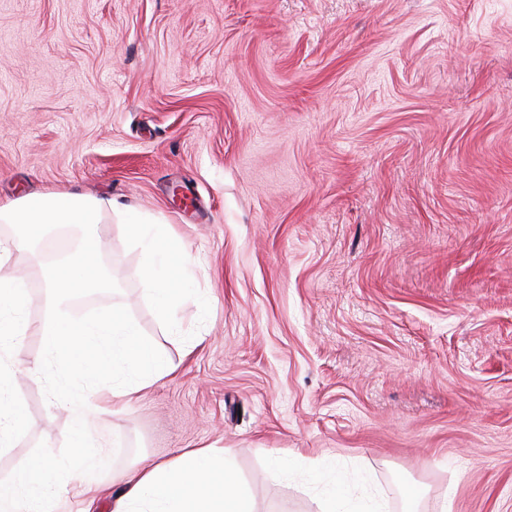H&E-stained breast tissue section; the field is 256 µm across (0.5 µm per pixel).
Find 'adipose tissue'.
<instances>
[{
  "instance_id": "obj_1",
  "label": "adipose tissue",
  "mask_w": 512,
  "mask_h": 512,
  "mask_svg": "<svg viewBox=\"0 0 512 512\" xmlns=\"http://www.w3.org/2000/svg\"><path fill=\"white\" fill-rule=\"evenodd\" d=\"M112 512H252L233 462L211 448L184 450L174 460L147 464L122 477Z\"/></svg>"
}]
</instances>
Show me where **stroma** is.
<instances>
[{
  "label": "stroma",
  "instance_id": "stroma-1",
  "mask_svg": "<svg viewBox=\"0 0 512 512\" xmlns=\"http://www.w3.org/2000/svg\"><path fill=\"white\" fill-rule=\"evenodd\" d=\"M35 192L162 215L210 304L169 333L104 214L118 289L69 310L125 306L175 371L94 412L108 467L61 512L205 446L254 512L343 480L387 512L408 484L418 512H512V0H0V202ZM52 236L14 256L30 426L0 481L73 421L34 372L46 266L79 242Z\"/></svg>",
  "mask_w": 512,
  "mask_h": 512
}]
</instances>
